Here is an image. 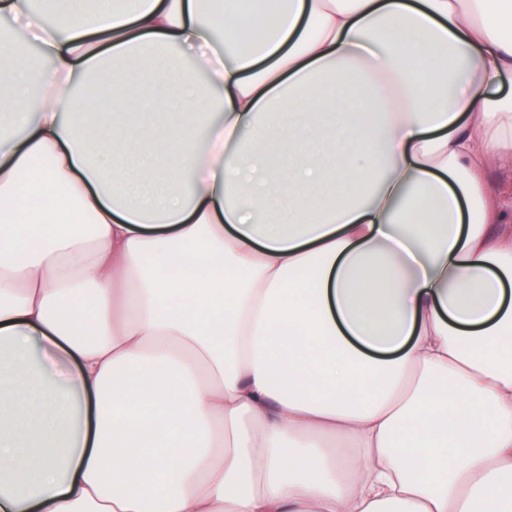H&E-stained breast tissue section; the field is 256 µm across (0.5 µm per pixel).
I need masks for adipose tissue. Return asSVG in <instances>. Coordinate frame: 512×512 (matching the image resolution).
<instances>
[{
  "label": "adipose tissue",
  "mask_w": 512,
  "mask_h": 512,
  "mask_svg": "<svg viewBox=\"0 0 512 512\" xmlns=\"http://www.w3.org/2000/svg\"><path fill=\"white\" fill-rule=\"evenodd\" d=\"M0 17V512H512V0Z\"/></svg>",
  "instance_id": "adipose-tissue-1"
}]
</instances>
